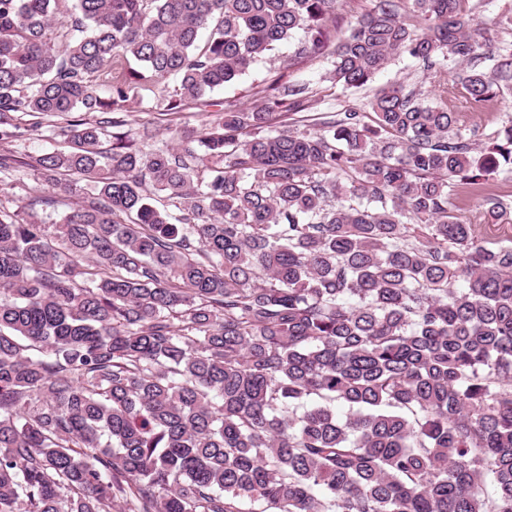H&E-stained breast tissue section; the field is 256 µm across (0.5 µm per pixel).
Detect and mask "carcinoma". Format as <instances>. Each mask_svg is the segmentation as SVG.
<instances>
[{
    "label": "carcinoma",
    "instance_id": "obj_1",
    "mask_svg": "<svg viewBox=\"0 0 512 512\" xmlns=\"http://www.w3.org/2000/svg\"><path fill=\"white\" fill-rule=\"evenodd\" d=\"M351 2L0 0V183L75 198L49 224L55 196L0 208V512H512V247L449 208L512 176V133H460L512 81L490 49L512 11L355 16L327 79L408 57L432 102L394 83L311 123L282 74L170 145L125 131L139 90L208 106L294 33L293 59L322 49ZM24 115L70 150L16 155ZM483 7L479 8L470 16L469 26L471 29L483 28L485 23H490L507 8H512V0H483Z\"/></svg>",
    "mask_w": 512,
    "mask_h": 512
}]
</instances>
